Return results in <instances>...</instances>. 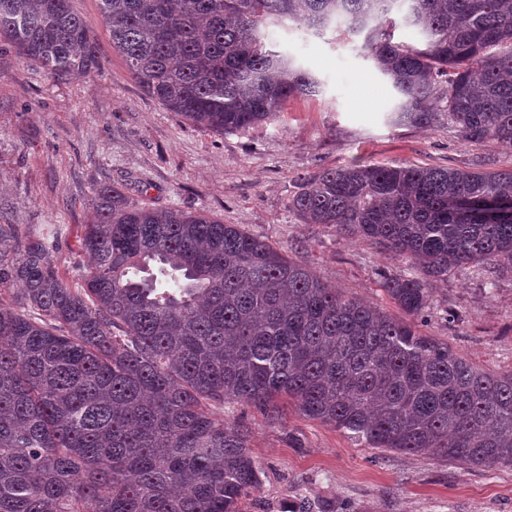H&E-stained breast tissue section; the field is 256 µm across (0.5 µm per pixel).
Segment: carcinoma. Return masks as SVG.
<instances>
[{
  "mask_svg": "<svg viewBox=\"0 0 512 512\" xmlns=\"http://www.w3.org/2000/svg\"><path fill=\"white\" fill-rule=\"evenodd\" d=\"M112 46L144 91L215 134L275 120L318 81L264 29L291 21L366 33L402 98L394 125L448 122L512 146V0H100ZM419 28L393 41L392 15ZM63 79L102 69L71 0H0V38ZM290 207L417 264L381 274L410 318L429 281L512 269V168L352 164L301 178ZM81 284L59 236L0 224V512H240L260 485L248 431L210 410L307 417L364 444L484 468L512 466V371L348 297L237 224L96 191Z\"/></svg>",
  "mask_w": 512,
  "mask_h": 512,
  "instance_id": "obj_1",
  "label": "carcinoma"
}]
</instances>
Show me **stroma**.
<instances>
[{"label":"stroma","instance_id":"35a3bbf8","mask_svg":"<svg viewBox=\"0 0 512 512\" xmlns=\"http://www.w3.org/2000/svg\"><path fill=\"white\" fill-rule=\"evenodd\" d=\"M71 5L96 39L100 76L51 78L0 41V224L24 233L58 227L67 276L87 262L79 238L96 217L95 190L115 185L142 205L240 225L400 320L378 275L410 274L409 264L333 226L301 223L289 206L301 176L356 163L512 167V148L462 141L447 124H387L400 97L362 52L363 35L268 27L275 50L317 78L319 91L288 100L273 121L221 136L143 91L112 46L99 0ZM428 287L419 333L486 371L512 370V270L490 280L481 268H459ZM279 405V418L240 403L221 410L248 426L261 468L242 512H512V467L368 448L287 400Z\"/></svg>","mask_w":512,"mask_h":512}]
</instances>
